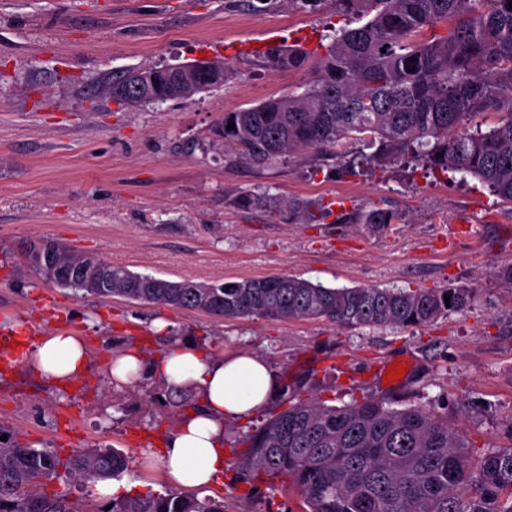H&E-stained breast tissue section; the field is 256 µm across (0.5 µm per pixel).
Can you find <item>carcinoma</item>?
Segmentation results:
<instances>
[{"label": "carcinoma", "mask_w": 512, "mask_h": 512, "mask_svg": "<svg viewBox=\"0 0 512 512\" xmlns=\"http://www.w3.org/2000/svg\"><path fill=\"white\" fill-rule=\"evenodd\" d=\"M356 28L322 36L324 52L267 49L273 69L314 71L296 94L224 113L209 130L233 146L234 160L264 167L308 148L344 158L353 141L373 152L368 164L415 161L433 172H463L512 203V0H288L314 12L326 2ZM417 61H411V58ZM164 89L168 68L140 69ZM235 128L227 129L228 123ZM272 200L251 193L247 208ZM332 214L314 201H288V222L312 224ZM347 217L341 215L339 219ZM382 229L398 214L371 208L347 218ZM28 266L44 260L67 271L66 287L84 296L197 310L224 320L323 319L343 330L415 328L470 305L472 289L332 288L288 274L224 283L171 281L110 262L112 285L95 288L86 256L50 238L26 242ZM450 300H444V296ZM247 474L285 478L309 512H512V443L481 454L430 405L395 408L379 397L342 406L318 397L289 401L247 440ZM130 458L114 448L61 457L19 442L0 425V512H224V502L169 491L127 494L102 505L47 487L110 479ZM111 509H106V506Z\"/></svg>", "instance_id": "obj_1"}]
</instances>
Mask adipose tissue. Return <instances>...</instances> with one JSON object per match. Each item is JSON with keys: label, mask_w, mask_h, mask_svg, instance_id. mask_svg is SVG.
I'll use <instances>...</instances> for the list:
<instances>
[{"label": "adipose tissue", "mask_w": 512, "mask_h": 512, "mask_svg": "<svg viewBox=\"0 0 512 512\" xmlns=\"http://www.w3.org/2000/svg\"><path fill=\"white\" fill-rule=\"evenodd\" d=\"M18 364L64 386L84 374L86 344L76 333L55 330L25 348ZM145 372L169 385L193 387L201 396L200 410L189 413L164 439L155 462L185 487L222 478L224 421L250 416L265 406L274 392L270 366L251 354L216 357L195 344L179 343L148 363L132 352L114 355L107 369L109 379L121 384L137 381Z\"/></svg>", "instance_id": "obj_1"}]
</instances>
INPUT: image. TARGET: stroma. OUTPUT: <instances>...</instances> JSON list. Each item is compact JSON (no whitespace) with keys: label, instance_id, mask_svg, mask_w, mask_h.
I'll use <instances>...</instances> for the list:
<instances>
[{"label":"stroma","instance_id":"1","mask_svg":"<svg viewBox=\"0 0 512 512\" xmlns=\"http://www.w3.org/2000/svg\"><path fill=\"white\" fill-rule=\"evenodd\" d=\"M351 25L330 4L311 14L283 2L259 16L245 0H0V322L26 339L74 331L88 352L85 375L69 387L18 366L0 369V425L20 442L64 456L115 448L134 459L121 483L175 490L143 457L177 427L182 409L158 400L159 380L119 387L106 374L112 354L132 351L148 362L174 336L215 356L257 355L275 374L267 406L224 422L233 451L223 479L194 491L223 499L224 512H305L281 480H265L255 493L237 480L245 437L297 393L336 405L365 396L430 404L477 448L512 443V287L496 275L512 261V204L473 177L407 163L341 176L312 150L256 169L209 139L224 113L312 80L308 70L265 68L264 47L312 52L327 28ZM202 52L232 63L224 85L137 107L108 93L128 69L186 63ZM261 187L281 200L337 202L348 214L384 208L398 218L378 231L332 216L291 224L270 206H233ZM46 237L171 280L288 273L333 288L463 285L474 296L466 312L418 328L220 323L56 287L20 252L22 242ZM394 363L407 372L389 383L382 372Z\"/></svg>","mask_w":512,"mask_h":512}]
</instances>
